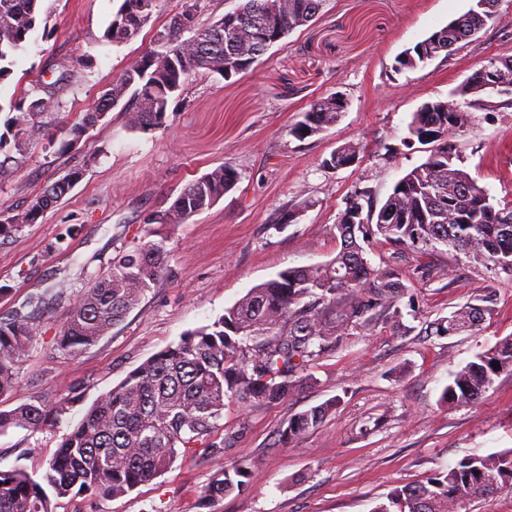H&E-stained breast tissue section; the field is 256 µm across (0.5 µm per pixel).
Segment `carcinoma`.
<instances>
[{
    "instance_id": "obj_1",
    "label": "carcinoma",
    "mask_w": 512,
    "mask_h": 512,
    "mask_svg": "<svg viewBox=\"0 0 512 512\" xmlns=\"http://www.w3.org/2000/svg\"><path fill=\"white\" fill-rule=\"evenodd\" d=\"M38 0H0V80L10 73V56L26 41L37 21ZM198 0H188L154 47L130 63L112 81L94 108L68 130L69 144L78 142L107 112L119 107L132 130L162 123L170 98L194 74H218L228 80L251 68L278 39L314 20L323 0H243L232 12L234 22L220 18L211 25L197 21ZM157 0H122L108 23L104 38L114 44L129 41L150 21ZM484 18L468 11L397 58V69L449 56L455 46L485 27ZM463 93L492 110L511 108L512 101L481 98L483 73L477 70ZM55 108L52 96L38 97L17 107L14 123L24 129L32 117ZM444 100L425 103L413 113L409 134L443 135L429 149L427 160L404 175L367 222L354 223L344 211L335 225L341 240L336 256L316 266L289 268L252 288L224 310L209 326L187 332L175 345L141 364L116 387L101 394L82 419L58 444L39 477L23 469L0 471V512H53L55 499L84 496L120 497L165 472L181 454L196 448L220 460L239 436H224L225 400L282 402L315 382L311 364L333 350L352 328L369 325L381 309L395 327L403 318L398 307L405 286L394 272L381 273L365 257L363 243L382 237L395 245L429 250L438 245L462 252L473 264H493L512 272V205L495 206L470 175L455 164L456 148L448 137L469 126L471 113L449 111ZM340 113L330 98L311 105L290 134L324 131ZM360 147L345 143L323 160L338 168ZM82 172L47 186L27 209L0 220V236L20 224H34L60 202ZM236 185V173L221 164L189 182L156 224H184L208 209ZM166 252L161 243L144 241L120 251L106 273L90 285L61 283L55 297L69 301V319L55 344L70 356L96 343L134 308L165 274ZM490 292L474 296L450 316L434 324L446 336L476 331L493 312ZM30 311L0 318V396L17 384V369L28 356L45 301L33 297ZM499 363L495 369L493 363ZM512 373V337L477 354L451 376L442 393L448 406L480 400L495 379ZM334 406L326 402L290 417L279 444L317 428ZM66 412L65 404L23 403L0 411V435L11 429L34 430L50 425ZM251 473L242 460L222 465L201 493L209 506L241 489ZM512 485V448L487 455L473 454L426 480L397 488L372 512H459L473 498L492 501Z\"/></svg>"
}]
</instances>
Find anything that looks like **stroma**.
<instances>
[{
	"label": "stroma",
	"instance_id": "35a3bbf8",
	"mask_svg": "<svg viewBox=\"0 0 512 512\" xmlns=\"http://www.w3.org/2000/svg\"><path fill=\"white\" fill-rule=\"evenodd\" d=\"M121 2L42 0L11 74L0 80V135L7 139L0 217L26 207L71 168L83 169L81 181L37 223L0 239V317L32 296L47 300L18 384L0 397V410L40 399L70 402L54 425L0 435V470L41 473L93 401L140 364L212 324L278 272L331 260L347 197L362 191L382 206L396 182L426 161L427 146L408 131L424 103L452 98L471 112L456 139L458 165L494 203L512 202V109L484 110L459 93L488 60L512 57V0H499L495 19L450 56L400 72L396 59L405 49L475 0H325L318 19L288 34L250 71L228 80L190 77L161 127L131 130L115 109L70 145L68 129L185 7V0H158L140 34L116 45L104 30ZM49 88L55 109L16 130L17 106ZM333 94L344 105L336 125L293 137L311 104ZM347 142L360 146L358 163L324 167ZM223 163L238 173L233 190L187 223H149L186 184ZM145 237L163 243L167 275L79 356L58 351L69 305L55 299L57 285L91 283ZM366 257L373 268L402 274L415 315L399 328L378 320L350 330L335 352L314 362V384L288 400L228 403L224 430L242 434L230 454L252 472L243 492L201 508L216 462L200 449L123 497L64 498L55 512H372L395 488L466 456L512 448V374L500 375L479 404L441 400L454 372L512 336V273L471 264L444 246L424 252L374 239ZM422 267L429 276H419ZM484 291L494 296L493 312L479 330L428 334L430 323ZM331 400L335 410L316 429L279 445L293 414Z\"/></svg>",
	"mask_w": 512,
	"mask_h": 512
}]
</instances>
